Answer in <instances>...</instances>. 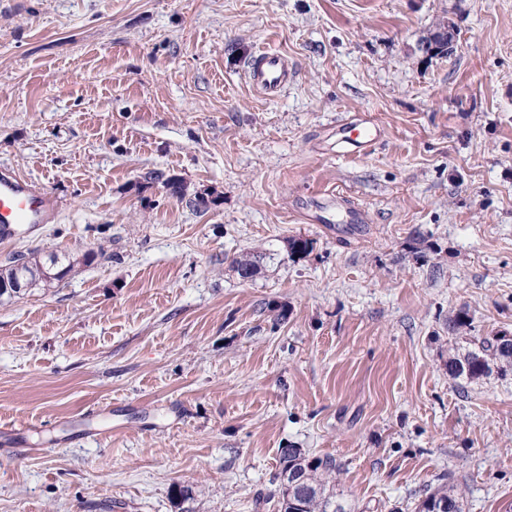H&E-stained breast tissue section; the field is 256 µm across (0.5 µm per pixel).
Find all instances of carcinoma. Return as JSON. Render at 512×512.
Segmentation results:
<instances>
[{"label":"carcinoma","mask_w":512,"mask_h":512,"mask_svg":"<svg viewBox=\"0 0 512 512\" xmlns=\"http://www.w3.org/2000/svg\"><path fill=\"white\" fill-rule=\"evenodd\" d=\"M57 269L58 277H63L75 267L70 257H60L50 252L39 258L18 254L7 259L0 269V277L10 278L16 271L22 272V281L32 287L39 282L48 281L44 277L45 265ZM496 362L498 369L505 373L512 370V352L504 353L498 349L497 337L484 338L479 342V350L458 353L448 359V374L454 378L464 376L468 379H479L491 372L490 362ZM294 470L303 476V487L298 492L291 491L282 479V474ZM336 471V463L329 459L309 458L298 448H285L281 455L279 476V512H291L293 498L301 496L303 505L301 512H348V509L336 498L330 476ZM448 504V512H463L464 499L455 485H443L426 493L418 502L415 512H430L432 508Z\"/></svg>","instance_id":"obj_1"}]
</instances>
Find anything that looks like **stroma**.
I'll use <instances>...</instances> for the list:
<instances>
[{
    "label": "stroma",
    "mask_w": 512,
    "mask_h": 512,
    "mask_svg": "<svg viewBox=\"0 0 512 512\" xmlns=\"http://www.w3.org/2000/svg\"><path fill=\"white\" fill-rule=\"evenodd\" d=\"M1 169L58 215L0 266L78 264L0 297V512H277L285 448L352 512H512V373L448 374L512 335V0H0ZM246 72L252 87L268 97L279 95L294 78L288 57L273 49L258 51L249 60ZM341 132L349 133L346 140L342 141L352 146L350 150L340 153V155L344 157L350 156L353 153L360 152L367 147L372 146L377 142L381 135L380 128L368 119H357L353 123L343 124L339 126L338 130H336V134ZM22 262V281L28 283V288L37 285L39 282H47L51 280H59L61 277L70 273L74 267L76 259L71 261L69 256H64L61 258L57 253L50 252L44 256V258H38L34 253H32L31 257H26L23 254H18L16 256L9 257L7 259V263L1 266L0 269V281L1 277L10 278L16 275L17 262ZM46 264H50L51 268L56 267L59 271H57L58 276L54 278H46L44 277V271H46ZM3 267V268H2ZM448 504L446 512H463L464 499L461 491L452 484H445L440 488L429 491L425 497L418 502L415 507L416 512H431L432 508H437L439 504Z\"/></svg>",
    "instance_id": "1"
}]
</instances>
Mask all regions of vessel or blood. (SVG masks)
Wrapping results in <instances>:
<instances>
[{"instance_id":"vessel-or-blood-1","label":"vessel or blood","mask_w":512,"mask_h":512,"mask_svg":"<svg viewBox=\"0 0 512 512\" xmlns=\"http://www.w3.org/2000/svg\"><path fill=\"white\" fill-rule=\"evenodd\" d=\"M247 77L256 91L273 97L293 80L294 72L286 55L263 49L249 60ZM346 131V141L356 152L375 144L381 135L380 128L367 119L348 124ZM56 213L54 200L48 192L10 170L0 171V236H15L25 224L50 223Z\"/></svg>"}]
</instances>
